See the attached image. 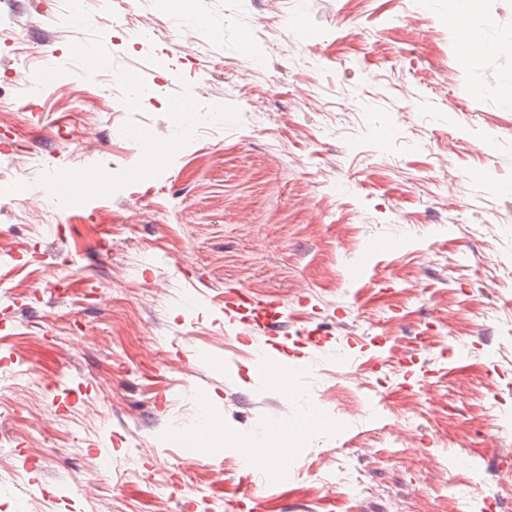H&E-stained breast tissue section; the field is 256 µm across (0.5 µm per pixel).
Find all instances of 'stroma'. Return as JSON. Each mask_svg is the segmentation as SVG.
<instances>
[{
	"mask_svg": "<svg viewBox=\"0 0 512 512\" xmlns=\"http://www.w3.org/2000/svg\"><path fill=\"white\" fill-rule=\"evenodd\" d=\"M481 7L470 63L448 0H7L0 177L44 182L40 159L111 186L49 220L0 198V512H501L512 0ZM183 97L223 115L181 126ZM128 125L182 147L132 178ZM242 290L278 334H245ZM262 354L298 365L278 381Z\"/></svg>",
	"mask_w": 512,
	"mask_h": 512,
	"instance_id": "35a3bbf8",
	"label": "stroma"
}]
</instances>
